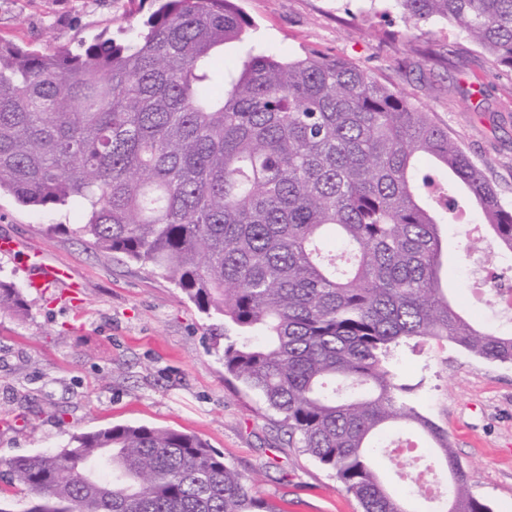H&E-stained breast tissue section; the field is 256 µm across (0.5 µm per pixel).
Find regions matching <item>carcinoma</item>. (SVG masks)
<instances>
[{"label": "carcinoma", "mask_w": 512, "mask_h": 512, "mask_svg": "<svg viewBox=\"0 0 512 512\" xmlns=\"http://www.w3.org/2000/svg\"><path fill=\"white\" fill-rule=\"evenodd\" d=\"M512 70V0H397ZM232 0H163L130 44L77 53L0 39V191L72 205V232L170 279L224 317V372L362 512H410L376 467H435L430 512H489L448 432L411 400L396 356L451 342L512 364V333L475 325L442 288L441 225L481 210L512 252V205L448 129L344 58L253 46ZM27 314L0 278V312ZM27 512H278L200 437L115 425L4 463Z\"/></svg>", "instance_id": "1"}]
</instances>
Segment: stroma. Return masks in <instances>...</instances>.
I'll return each instance as SVG.
<instances>
[{
  "label": "stroma",
  "mask_w": 512,
  "mask_h": 512,
  "mask_svg": "<svg viewBox=\"0 0 512 512\" xmlns=\"http://www.w3.org/2000/svg\"><path fill=\"white\" fill-rule=\"evenodd\" d=\"M253 23L251 42L277 55L314 51L347 59L407 95L486 162L512 203V70L496 66L465 33L439 20L406 24L393 0H235ZM153 0H0V38L31 50L79 51L97 37L127 44ZM73 206L43 209L0 195V275L25 288L28 315L0 313V462L60 450L72 438L117 424L195 434L254 478V490L286 512H362L334 470L301 449L259 396L224 381V319L205 314L160 273L72 233ZM64 267L77 294L57 284L29 289L28 255ZM512 269V253L449 255L443 283L473 321L507 331L495 302L468 291ZM401 378L419 411L448 433L472 495L512 512V364L452 343L401 348Z\"/></svg>",
  "instance_id": "35a3bbf8"
}]
</instances>
